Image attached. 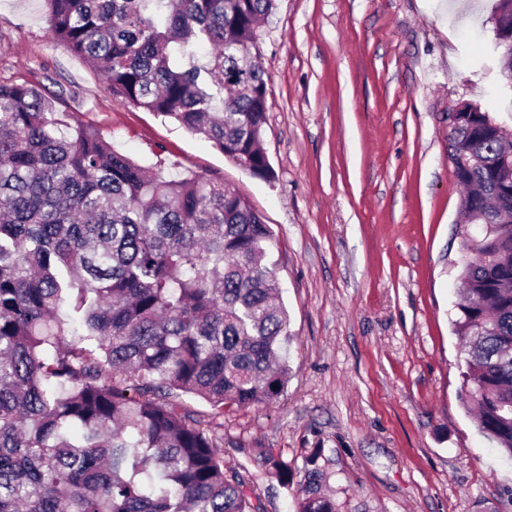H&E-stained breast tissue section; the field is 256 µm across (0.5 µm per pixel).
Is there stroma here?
I'll return each mask as SVG.
<instances>
[{"instance_id": "obj_1", "label": "stroma", "mask_w": 512, "mask_h": 512, "mask_svg": "<svg viewBox=\"0 0 512 512\" xmlns=\"http://www.w3.org/2000/svg\"><path fill=\"white\" fill-rule=\"evenodd\" d=\"M47 10L0 0V83L56 98L62 123L163 176L224 182L272 231L288 387L225 408L217 429L265 512H295L312 464L336 512H512V461L462 403L451 325L466 249L448 114L475 104L512 133L496 0H276L258 31L269 182L113 94L51 37ZM271 452L289 485L267 477Z\"/></svg>"}]
</instances>
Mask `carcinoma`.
I'll return each mask as SVG.
<instances>
[{"label":"carcinoma","mask_w":512,"mask_h":512,"mask_svg":"<svg viewBox=\"0 0 512 512\" xmlns=\"http://www.w3.org/2000/svg\"><path fill=\"white\" fill-rule=\"evenodd\" d=\"M49 31L113 93L210 141L253 177L268 79L257 25L274 0H46ZM512 30L498 0L497 47ZM466 189L455 333L460 396L512 459V142L489 113L448 132ZM272 231L212 179L166 178L54 101L0 84V512H264L224 467L212 422L170 395L272 404L289 315ZM267 475L288 484L269 454ZM308 470L296 512H336Z\"/></svg>","instance_id":"obj_1"}]
</instances>
